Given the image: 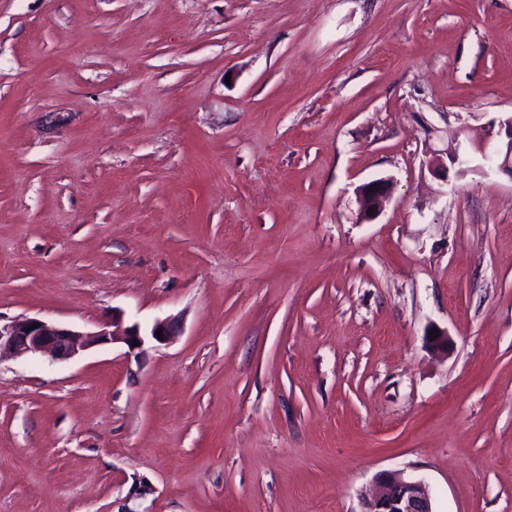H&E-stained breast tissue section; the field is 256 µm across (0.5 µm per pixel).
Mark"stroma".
I'll return each mask as SVG.
<instances>
[{"mask_svg":"<svg viewBox=\"0 0 512 512\" xmlns=\"http://www.w3.org/2000/svg\"><path fill=\"white\" fill-rule=\"evenodd\" d=\"M510 116L512 0H0V316L183 326L0 361V512H512ZM500 129L495 133V137H501L504 132L505 150H503L493 134L489 135L488 141L478 149L480 158L477 161L474 154L476 152L470 149L462 142H458L455 151L448 157L451 166L457 169L458 174H464L475 169L495 170L500 168L511 172L512 175V117L500 122ZM372 185H377V190H373ZM390 189V179H378L367 183L357 192L358 215L363 222L372 221L381 213ZM369 209H373V215L369 214ZM379 491L361 512H435L430 486L423 480L405 479L391 470L376 475Z\"/></svg>","mask_w":512,"mask_h":512,"instance_id":"1","label":"stroma"}]
</instances>
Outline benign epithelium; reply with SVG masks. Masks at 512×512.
<instances>
[{"instance_id": "obj_1", "label": "benign epithelium", "mask_w": 512, "mask_h": 512, "mask_svg": "<svg viewBox=\"0 0 512 512\" xmlns=\"http://www.w3.org/2000/svg\"><path fill=\"white\" fill-rule=\"evenodd\" d=\"M505 136V147L496 142ZM451 166L464 174L473 169L494 170L500 168L512 173V117L500 122V129L489 135L488 141L474 153L462 142L448 157ZM377 189H372V186ZM391 180L378 179L364 185L357 192L358 215L363 221L378 216L388 200ZM38 327L31 331L25 328L32 324ZM162 337H157V330ZM179 321L167 317L156 321L150 330L141 333L139 326L122 329L116 320L102 322L94 331H84L73 325L48 321L35 317L0 319V358H22L33 355H47L54 361H67L80 350L96 345L112 344L118 340L133 346L143 347L146 341L165 343L180 335ZM379 491L365 502L363 512H434L433 495L430 486L422 480H410L400 473L385 470L376 475Z\"/></svg>"}]
</instances>
